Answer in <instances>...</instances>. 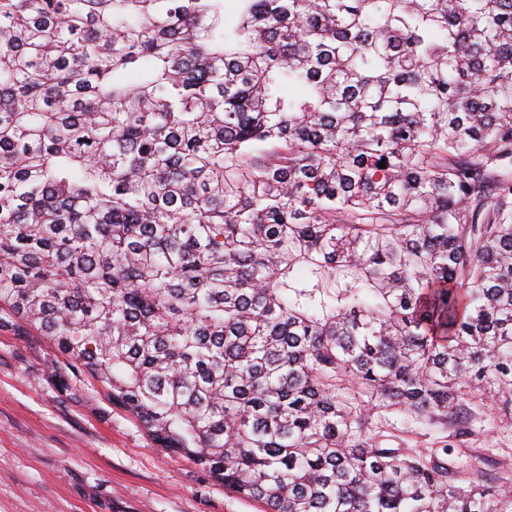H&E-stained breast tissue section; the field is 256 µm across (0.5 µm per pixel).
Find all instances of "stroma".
Wrapping results in <instances>:
<instances>
[{
	"label": "stroma",
	"instance_id": "obj_1",
	"mask_svg": "<svg viewBox=\"0 0 512 512\" xmlns=\"http://www.w3.org/2000/svg\"><path fill=\"white\" fill-rule=\"evenodd\" d=\"M53 359L0 330V512H261L90 384L61 390Z\"/></svg>",
	"mask_w": 512,
	"mask_h": 512
}]
</instances>
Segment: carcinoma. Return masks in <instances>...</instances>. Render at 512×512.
Segmentation results:
<instances>
[{
	"instance_id": "carcinoma-1",
	"label": "carcinoma",
	"mask_w": 512,
	"mask_h": 512,
	"mask_svg": "<svg viewBox=\"0 0 512 512\" xmlns=\"http://www.w3.org/2000/svg\"><path fill=\"white\" fill-rule=\"evenodd\" d=\"M235 2L0 0V330L264 512H512V0ZM394 428L389 430V447L391 448H425L431 447V440L440 435L431 434L430 437L422 435L424 431L410 428L406 424H401L399 421H394ZM472 446L470 448H483L484 457L483 464L479 465V469L484 473L489 472V460L502 461L508 459L509 453L512 452V429L480 431L472 437ZM507 448H510L507 449ZM490 456V457H489Z\"/></svg>"
}]
</instances>
